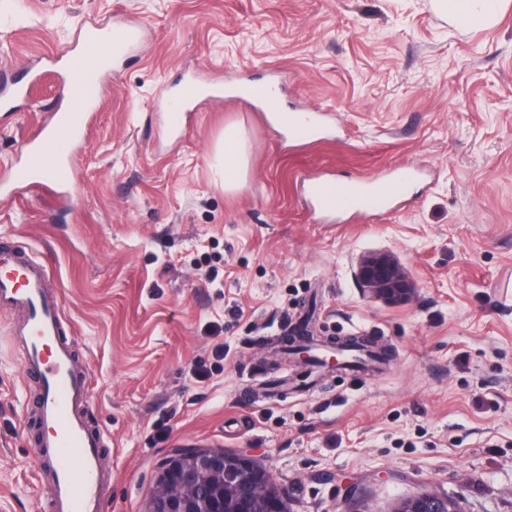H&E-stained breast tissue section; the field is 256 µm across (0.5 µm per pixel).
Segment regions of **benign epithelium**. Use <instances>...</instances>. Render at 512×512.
Here are the masks:
<instances>
[{
    "instance_id": "benign-epithelium-1",
    "label": "benign epithelium",
    "mask_w": 512,
    "mask_h": 512,
    "mask_svg": "<svg viewBox=\"0 0 512 512\" xmlns=\"http://www.w3.org/2000/svg\"><path fill=\"white\" fill-rule=\"evenodd\" d=\"M363 294L401 305L414 292L406 267L392 254L361 258L355 272ZM146 512H288L284 492L270 473L244 452L180 448L159 464ZM394 512H450L448 497L408 498Z\"/></svg>"
}]
</instances>
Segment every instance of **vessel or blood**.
<instances>
[{
  "instance_id": "vessel-or-blood-1",
  "label": "vessel or blood",
  "mask_w": 512,
  "mask_h": 512,
  "mask_svg": "<svg viewBox=\"0 0 512 512\" xmlns=\"http://www.w3.org/2000/svg\"><path fill=\"white\" fill-rule=\"evenodd\" d=\"M139 33L129 27L97 26L85 34V49L66 56L61 73L66 101L40 143L23 141L19 152L25 162L11 170L16 183L43 177H60L65 172L61 156L70 155L75 143L86 135L88 111L93 107L99 77L109 58L133 48ZM201 95L195 81H186L177 105L168 114L172 128H180L184 106ZM392 186L366 190L360 184L342 186L319 180L309 182L306 196L312 207L322 211L336 208L345 198L355 211L368 205L388 208ZM47 269L17 250H0V308L16 313L13 336L22 350V366L40 395L35 423L39 429L37 480L48 493L49 512H104L112 474L103 464L102 434L93 429L84 414L90 398L89 373L75 357L60 310V292L48 290Z\"/></svg>"
}]
</instances>
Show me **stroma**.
<instances>
[{"instance_id": "obj_1", "label": "stroma", "mask_w": 512, "mask_h": 512, "mask_svg": "<svg viewBox=\"0 0 512 512\" xmlns=\"http://www.w3.org/2000/svg\"><path fill=\"white\" fill-rule=\"evenodd\" d=\"M461 28L435 0H0V77L41 74L0 109V244L23 249L63 293L104 435L107 512H145L176 448L243 451L288 512H393L438 492L461 512H512V0ZM141 30L99 78L74 182L13 187L18 145L50 124L59 59L95 25ZM279 76L282 105L326 116L295 142L232 95L167 102ZM248 140L247 183L224 189L226 125ZM385 210L320 213L306 178L390 180ZM394 254L416 285L365 297L361 257ZM12 313L0 310V512H42L37 393ZM366 336L382 352L307 374L281 356L299 326ZM201 97V91L198 84L194 80L186 81L179 93V105L175 106L174 101L170 103L168 113L169 123L172 129L177 130L182 126L184 119V106L187 103L193 102Z\"/></svg>"}]
</instances>
